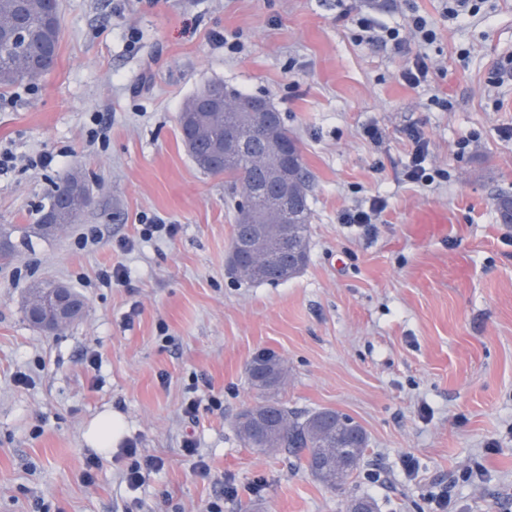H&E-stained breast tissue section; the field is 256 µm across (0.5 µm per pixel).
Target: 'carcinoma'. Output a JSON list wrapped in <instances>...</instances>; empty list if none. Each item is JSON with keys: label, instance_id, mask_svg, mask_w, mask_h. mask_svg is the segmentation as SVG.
I'll return each mask as SVG.
<instances>
[{"label": "carcinoma", "instance_id": "1", "mask_svg": "<svg viewBox=\"0 0 512 512\" xmlns=\"http://www.w3.org/2000/svg\"><path fill=\"white\" fill-rule=\"evenodd\" d=\"M44 8L43 0H25L20 14L23 38L19 41L0 42L1 89L22 82L35 84L42 78V74L35 69L20 70L13 67V57L23 55L35 60L40 57L47 41L54 48H59L61 22L57 21L51 28H46ZM252 99L253 96L249 94L228 88L224 107L204 110L199 107L197 96L194 95L182 107L178 124L192 131L188 137L181 136V140L197 167L208 175L224 176V183L238 196L233 206L232 237L242 235L249 229V225L239 223V215L242 208L250 206L261 213L269 247H274L275 239L284 225L290 236L301 246V266L288 269L286 275L281 270L285 259L274 260L266 250L250 257L249 263L260 264L267 270L261 282H284L298 275L307 264L312 224L308 173L299 143L292 141L293 159L288 170L291 183L286 215L271 210L263 191L270 173L280 163L274 151L262 143L263 123L257 122L240 128L241 136L247 140V148L234 162L226 164L219 160L216 153V145L224 142L225 121L232 115L247 112ZM73 186L81 187L84 192L89 190L82 173H70L61 178L59 191L50 196L48 205L40 209L37 224L30 229L15 226L6 232L0 230V257L7 259L12 255V234L15 232L24 237L31 231L45 238L54 235L61 195L71 192ZM90 202L91 199L86 196H75L73 207L63 216V220L71 224L79 223ZM495 210L503 223L512 224L511 195L498 197ZM248 376L257 398L237 415L235 421L236 436L243 447L259 453H289L300 460L303 468L314 479L329 489L346 484L357 473L368 447V436L354 418L326 408L301 416L290 410L285 402L275 399L287 372L281 360L274 355H262L254 359L248 367Z\"/></svg>", "mask_w": 512, "mask_h": 512}]
</instances>
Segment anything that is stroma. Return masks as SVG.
Wrapping results in <instances>:
<instances>
[{"mask_svg": "<svg viewBox=\"0 0 512 512\" xmlns=\"http://www.w3.org/2000/svg\"><path fill=\"white\" fill-rule=\"evenodd\" d=\"M60 2L53 70L0 90V147L17 156L0 173V227L35 223L74 169L92 204L54 236L14 235L12 259L0 262V512H34L40 499L50 512H206L213 502L343 512L353 494L377 512H424L443 487L456 512H512V224L494 207L512 195V140L499 134L512 126V83L490 81L512 56V0H485L463 22L443 18L442 0ZM413 8L436 23L422 48L434 69L414 89L400 77L407 57L358 41L340 17L402 26ZM216 31L237 36L241 52L225 54ZM214 80L269 100L303 149L310 251L289 281L231 274L224 179L201 172L180 141L183 103ZM372 122L386 131L381 144L362 135ZM410 126L446 172L427 187L402 176ZM44 152L51 166H28ZM375 197L386 208L372 233L340 223ZM157 217L176 234L143 240ZM115 266L126 283L104 284L101 271ZM47 279L87 301L50 333L23 314L31 284ZM89 348L101 360L94 374L82 364ZM267 354L288 370L279 396L290 409L332 408L366 429L360 478L329 489L292 456L241 446L236 416L254 400L246 369ZM20 371L28 387L14 386ZM199 376L207 385L191 420L181 407ZM107 412L166 461L138 489L113 451L94 483L82 479L85 432ZM189 435L208 477L183 461ZM473 462L482 483L459 478Z\"/></svg>", "mask_w": 512, "mask_h": 512, "instance_id": "obj_1", "label": "stroma"}]
</instances>
